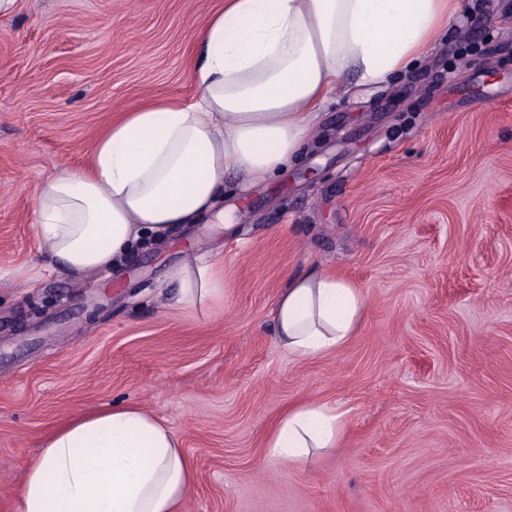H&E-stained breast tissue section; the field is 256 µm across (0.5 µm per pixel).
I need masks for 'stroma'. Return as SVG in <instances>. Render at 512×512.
<instances>
[{
  "instance_id": "stroma-1",
  "label": "stroma",
  "mask_w": 512,
  "mask_h": 512,
  "mask_svg": "<svg viewBox=\"0 0 512 512\" xmlns=\"http://www.w3.org/2000/svg\"><path fill=\"white\" fill-rule=\"evenodd\" d=\"M220 0H18L0 18V512L57 425L133 402L196 473L184 512H512V0H459L425 58L334 90L301 159L226 177L215 213L74 280L39 263L34 190L82 167L123 108L195 96L190 56ZM205 256L224 299L174 304ZM328 268L367 308L336 351L275 336L290 278ZM334 406L302 467L266 439ZM342 428V416L332 406L313 402L293 405L269 436L267 455L272 460L303 465L311 448L335 447Z\"/></svg>"
}]
</instances>
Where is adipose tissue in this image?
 <instances>
[{"label":"adipose tissue","mask_w":512,"mask_h":512,"mask_svg":"<svg viewBox=\"0 0 512 512\" xmlns=\"http://www.w3.org/2000/svg\"><path fill=\"white\" fill-rule=\"evenodd\" d=\"M457 0H224L198 33L189 102L159 96L129 108L95 142L91 163L40 182L41 271L78 277L115 265L144 238L192 224L224 197L236 172L262 185L297 160L328 94L349 75L387 81L421 60ZM171 279L188 310L224 294L214 262ZM366 296L322 268L277 297L276 336L311 358L342 347ZM343 428L332 406L302 402L279 419L270 459L305 464ZM194 472L172 430L135 404H115L55 427L29 463L17 512H179Z\"/></svg>","instance_id":"adipose-tissue-1"}]
</instances>
